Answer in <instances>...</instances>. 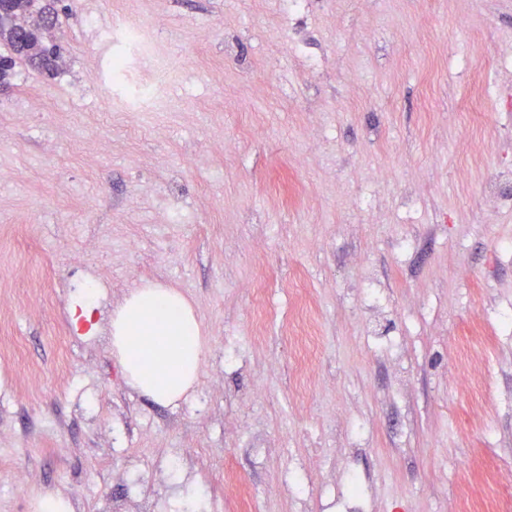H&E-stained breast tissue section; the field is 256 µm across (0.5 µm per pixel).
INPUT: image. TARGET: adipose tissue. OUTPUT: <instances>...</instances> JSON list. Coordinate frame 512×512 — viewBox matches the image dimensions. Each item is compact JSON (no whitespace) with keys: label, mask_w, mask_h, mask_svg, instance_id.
<instances>
[{"label":"adipose tissue","mask_w":512,"mask_h":512,"mask_svg":"<svg viewBox=\"0 0 512 512\" xmlns=\"http://www.w3.org/2000/svg\"><path fill=\"white\" fill-rule=\"evenodd\" d=\"M207 345L194 306L168 284L143 282L112 315V349L128 385L159 403L190 395Z\"/></svg>","instance_id":"1"}]
</instances>
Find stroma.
I'll list each match as a JSON object with an SVG mask.
<instances>
[{"mask_svg":"<svg viewBox=\"0 0 512 512\" xmlns=\"http://www.w3.org/2000/svg\"><path fill=\"white\" fill-rule=\"evenodd\" d=\"M58 7L0 86V512H512V0ZM120 18L161 111L114 101ZM144 280L210 338L174 405L112 354ZM159 29L117 24L106 38L122 45V49L112 53V76L120 80L127 76L138 63L152 59L156 63L157 78L138 84L126 98L130 112H154L166 106L164 95L165 81H161L159 63L163 62L162 47L158 42ZM120 74V75H115Z\"/></svg>","mask_w":512,"mask_h":512,"instance_id":"stroma-1","label":"stroma"}]
</instances>
